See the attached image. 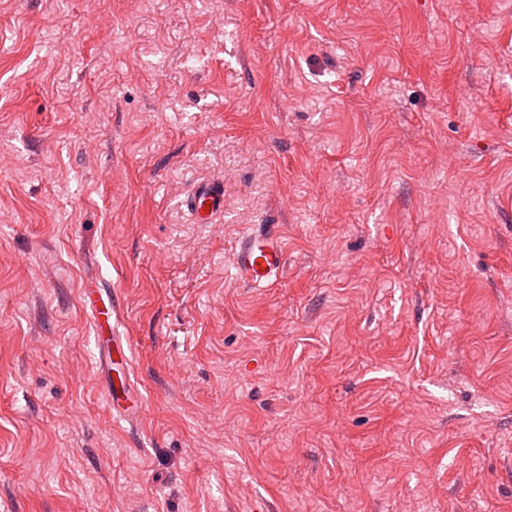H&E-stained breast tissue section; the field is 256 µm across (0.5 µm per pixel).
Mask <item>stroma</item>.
<instances>
[{"instance_id":"stroma-1","label":"stroma","mask_w":512,"mask_h":512,"mask_svg":"<svg viewBox=\"0 0 512 512\" xmlns=\"http://www.w3.org/2000/svg\"><path fill=\"white\" fill-rule=\"evenodd\" d=\"M0 512H512V0H0ZM184 202L194 223L211 224L224 213L223 181L198 183L186 195ZM206 202H210V209H206ZM279 226L251 224L239 238L233 266L237 278L248 288H269L278 281L285 265ZM82 305L90 312L95 328V340L101 357L99 366L104 365L111 370V365H119L126 361V354L119 338L112 336V316L120 311V304L115 295L112 300L103 297L102 288H82L80 293ZM113 354L117 357L114 360Z\"/></svg>"}]
</instances>
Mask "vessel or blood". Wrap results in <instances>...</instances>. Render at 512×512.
Masks as SVG:
<instances>
[{"label": "vessel or blood", "mask_w": 512, "mask_h": 512, "mask_svg": "<svg viewBox=\"0 0 512 512\" xmlns=\"http://www.w3.org/2000/svg\"><path fill=\"white\" fill-rule=\"evenodd\" d=\"M185 206L194 223L209 224L224 213V184L220 181L198 183L185 197ZM285 265L280 228L275 224H252L238 240L233 266L237 278L250 288H268L279 279ZM81 302L89 311L100 365L125 362L126 354L119 338L112 334V318L120 310L117 300L104 298L101 288H85Z\"/></svg>", "instance_id": "vessel-or-blood-1"}]
</instances>
